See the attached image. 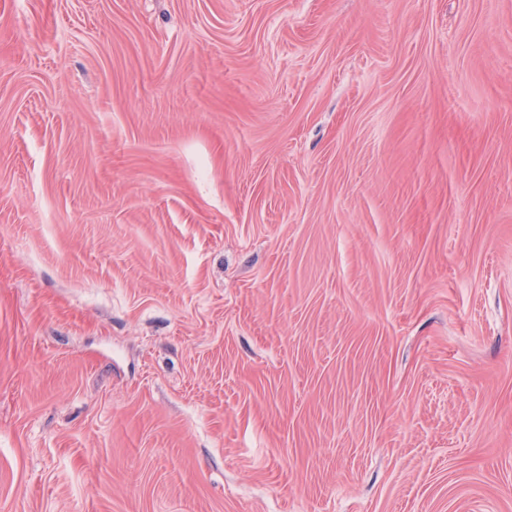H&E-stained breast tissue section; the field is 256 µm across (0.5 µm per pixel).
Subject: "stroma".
<instances>
[{
  "mask_svg": "<svg viewBox=\"0 0 512 512\" xmlns=\"http://www.w3.org/2000/svg\"><path fill=\"white\" fill-rule=\"evenodd\" d=\"M0 512H512V0H0Z\"/></svg>",
  "mask_w": 512,
  "mask_h": 512,
  "instance_id": "1",
  "label": "stroma"
}]
</instances>
